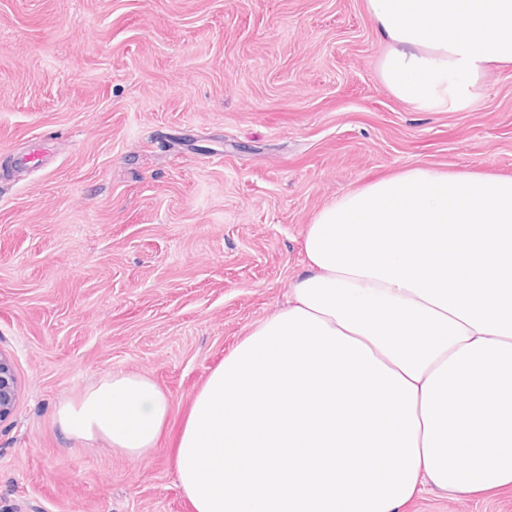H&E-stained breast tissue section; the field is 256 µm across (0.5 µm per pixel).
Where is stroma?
<instances>
[{"instance_id":"35a3bbf8","label":"stroma","mask_w":512,"mask_h":512,"mask_svg":"<svg viewBox=\"0 0 512 512\" xmlns=\"http://www.w3.org/2000/svg\"><path fill=\"white\" fill-rule=\"evenodd\" d=\"M384 50L366 0H0V512H193L180 428L284 301L314 214L413 165L512 176V67L422 111ZM118 371L171 401L138 459L54 417ZM400 512H512V486ZM16 400L17 380L12 362L0 352V424L12 416Z\"/></svg>"}]
</instances>
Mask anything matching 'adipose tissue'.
Listing matches in <instances>:
<instances>
[{"instance_id": "obj_1", "label": "adipose tissue", "mask_w": 512, "mask_h": 512, "mask_svg": "<svg viewBox=\"0 0 512 512\" xmlns=\"http://www.w3.org/2000/svg\"><path fill=\"white\" fill-rule=\"evenodd\" d=\"M383 84L465 108L512 65V0H367ZM285 306L195 395L175 465L193 512H398L512 485V177L417 165L320 209ZM167 395L110 373L59 402L71 439L155 448Z\"/></svg>"}]
</instances>
